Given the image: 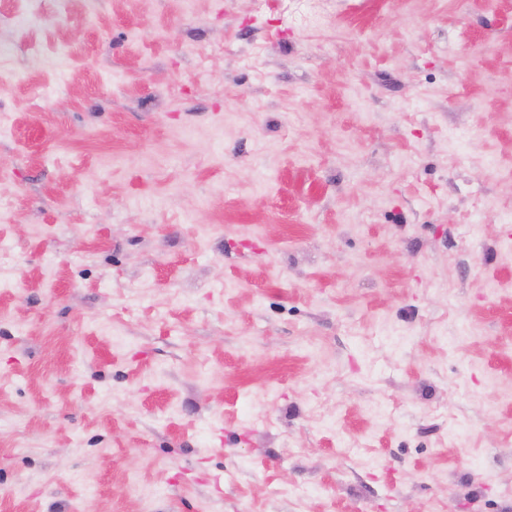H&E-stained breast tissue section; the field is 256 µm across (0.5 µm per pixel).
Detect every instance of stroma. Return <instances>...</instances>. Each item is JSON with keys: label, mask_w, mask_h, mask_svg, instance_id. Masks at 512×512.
I'll list each match as a JSON object with an SVG mask.
<instances>
[{"label": "stroma", "mask_w": 512, "mask_h": 512, "mask_svg": "<svg viewBox=\"0 0 512 512\" xmlns=\"http://www.w3.org/2000/svg\"><path fill=\"white\" fill-rule=\"evenodd\" d=\"M0 67V512H512V0H0Z\"/></svg>", "instance_id": "1"}]
</instances>
